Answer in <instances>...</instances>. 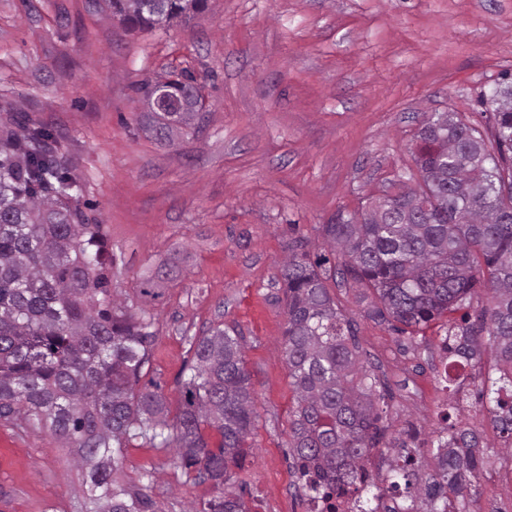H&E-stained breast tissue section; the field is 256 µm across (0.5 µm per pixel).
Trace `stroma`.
I'll list each match as a JSON object with an SVG mask.
<instances>
[{
	"label": "stroma",
	"instance_id": "1",
	"mask_svg": "<svg viewBox=\"0 0 512 512\" xmlns=\"http://www.w3.org/2000/svg\"><path fill=\"white\" fill-rule=\"evenodd\" d=\"M188 69L205 97L197 126L173 142L145 129L135 87ZM512 77V0H207L169 28L130 29L94 0H0V125L48 128L74 175L78 204L112 254L111 289L155 339L140 383H157L177 414L190 343L215 327L241 338L256 420L231 470L248 512H306L288 446L295 407L283 354L280 261L292 244L329 255L321 227L362 210L392 184L419 189L414 136L433 112L455 111L495 148L485 112ZM150 283V294L141 291ZM353 321L361 363L382 394L384 432L369 468L384 484L407 425L424 463L451 403L479 438V493L466 512H512V452L480 390L496 377L481 330L485 288L454 313L480 356L443 391L445 330L399 332L353 281H328ZM145 489L153 512H203L220 496L172 449L135 442L116 474ZM87 496L75 451L46 429L0 418V512H80Z\"/></svg>",
	"mask_w": 512,
	"mask_h": 512
}]
</instances>
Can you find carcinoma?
Listing matches in <instances>:
<instances>
[{"instance_id": "carcinoma-1", "label": "carcinoma", "mask_w": 512, "mask_h": 512, "mask_svg": "<svg viewBox=\"0 0 512 512\" xmlns=\"http://www.w3.org/2000/svg\"><path fill=\"white\" fill-rule=\"evenodd\" d=\"M130 28L165 26L205 9L206 0H106ZM193 77L145 82L147 100L165 91L176 112L148 114L160 141L199 116ZM493 113L498 155L478 131L453 112L426 117L417 140L436 143V157H415L423 188L402 191L334 224L322 225L328 245L341 255L339 274L373 290L383 309L403 326L427 327L448 317V373L478 355L471 331L455 333L452 315L487 274L490 304L483 309L488 343L496 351L494 421L512 438V191L504 193L501 164L512 152V81L503 77L483 101ZM52 132L19 122L0 130V417L48 428L77 448L89 482L88 512H148L151 501L113 479L123 448L141 440L172 448L185 467H198L223 496L206 512H246L227 489L229 465L252 447L251 379L239 337L216 327L191 343L193 364L182 384V402L167 420L160 386L138 387L148 361L150 323L135 319L111 298L110 253L100 225L72 204L77 179L47 147ZM287 327L283 352L296 394L288 447L309 501L340 512L370 482L366 461L370 429L380 420L374 383L348 342L351 321L330 296L328 270L296 253L280 262ZM220 435L216 449L203 434ZM476 437L456 426L433 455L438 467L422 470L419 450L398 444L393 471L424 512H459L454 503L476 466Z\"/></svg>"}]
</instances>
